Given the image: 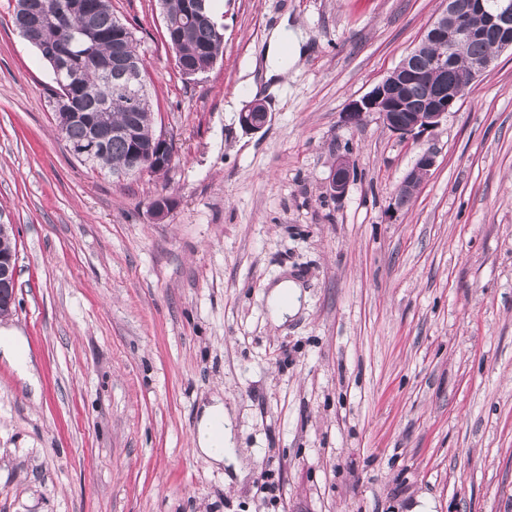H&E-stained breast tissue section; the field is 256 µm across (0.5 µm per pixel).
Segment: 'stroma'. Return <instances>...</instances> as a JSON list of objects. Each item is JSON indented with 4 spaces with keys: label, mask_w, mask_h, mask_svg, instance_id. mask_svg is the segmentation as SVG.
Wrapping results in <instances>:
<instances>
[{
    "label": "stroma",
    "mask_w": 512,
    "mask_h": 512,
    "mask_svg": "<svg viewBox=\"0 0 512 512\" xmlns=\"http://www.w3.org/2000/svg\"><path fill=\"white\" fill-rule=\"evenodd\" d=\"M137 38L167 174L119 181L58 135L53 72L0 0V223L37 388L0 358V512H512V51L405 137L368 94L444 0H215L224 56L189 80L157 0ZM307 53L252 91L281 18ZM271 115L258 132L239 114ZM436 164L396 193L419 153ZM355 175L344 197L337 156ZM166 195L164 220L151 209ZM300 287L282 325L269 291ZM219 395L244 477L193 436ZM350 179L351 167L349 160L345 156L336 157L329 177L331 194L337 198L343 197L349 188Z\"/></svg>",
    "instance_id": "stroma-1"
}]
</instances>
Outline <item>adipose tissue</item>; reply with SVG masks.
Returning <instances> with one entry per match:
<instances>
[{"mask_svg":"<svg viewBox=\"0 0 512 512\" xmlns=\"http://www.w3.org/2000/svg\"><path fill=\"white\" fill-rule=\"evenodd\" d=\"M306 40L288 19H281L267 35L263 58L265 81L278 82L305 53ZM231 416L225 410L220 398H213L204 407L197 425L195 439L198 452L209 464H227L234 471H241L242 465L232 452Z\"/></svg>","mask_w":512,"mask_h":512,"instance_id":"adipose-tissue-1","label":"adipose tissue"}]
</instances>
